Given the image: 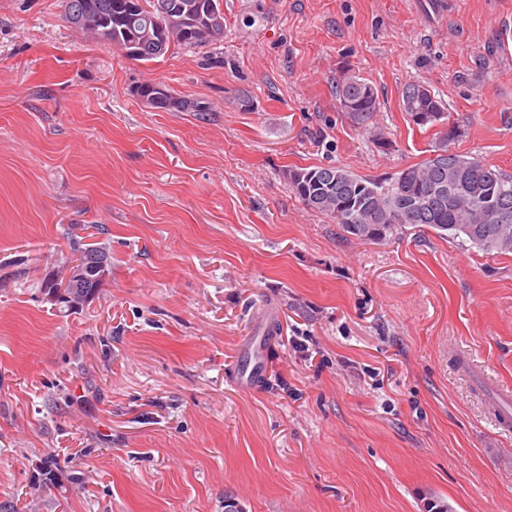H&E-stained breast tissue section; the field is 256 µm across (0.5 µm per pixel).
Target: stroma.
Segmentation results:
<instances>
[{"mask_svg":"<svg viewBox=\"0 0 512 512\" xmlns=\"http://www.w3.org/2000/svg\"><path fill=\"white\" fill-rule=\"evenodd\" d=\"M222 0L224 40L132 59L62 0H0V503L18 512H512V253L427 227L364 241L287 168L375 179L431 154L401 107L440 98L458 153L512 174V0ZM378 92L377 131L336 104ZM145 83L205 101L159 112ZM250 98L241 107L240 94ZM111 273L41 291L68 232ZM268 337L264 379L232 378ZM60 487L32 499L47 455ZM335 94L338 108L354 125L370 132L376 128L374 122L381 103L372 84L347 75L336 81ZM83 245L86 247H82ZM71 249L72 257L69 259L68 263H72L74 266L78 267H87L91 265L97 255L106 256L107 261L104 269L105 281L106 276L109 275L110 265L108 262V255L104 251L103 247L81 244V241H77L73 244ZM104 281L91 279V281L87 282V286H84V288H75L76 284L72 281H65L64 279L59 278L48 279L42 283L41 290L45 295L50 293L55 294L56 302L58 304H66L68 308H71L72 305H69L70 301H74V299L78 298H85L83 301H86L93 295L98 294ZM87 296L89 297L86 299Z\"/></svg>","mask_w":512,"mask_h":512,"instance_id":"35a3bbf8","label":"stroma"}]
</instances>
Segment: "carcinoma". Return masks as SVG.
<instances>
[{
	"instance_id": "cac0c4a2",
	"label": "carcinoma",
	"mask_w": 512,
	"mask_h": 512,
	"mask_svg": "<svg viewBox=\"0 0 512 512\" xmlns=\"http://www.w3.org/2000/svg\"><path fill=\"white\" fill-rule=\"evenodd\" d=\"M64 18H81L75 29L97 43L119 49L128 43H141L134 59L152 61L179 48L215 45L224 38V9L221 0H63ZM338 108L354 125L366 131L374 122L381 103L372 84L347 75L336 81ZM403 110L409 117L424 114L425 121H413L419 127L444 124L442 100L419 84L411 83L403 91ZM159 110L164 112H208L210 107L172 93ZM460 127L448 125L440 132L430 157L409 165L394 176L372 179L339 166L292 168L285 172L290 188L309 204V195L327 198L313 211L342 226L345 232L361 240H380L406 226L425 225L439 236L468 242L485 254L512 252V218L504 224L485 222L476 203L491 201L512 213V175L488 167L478 157L452 151V142L460 136ZM421 196H434L429 210L421 213L414 202ZM104 248L76 242L69 262L87 267ZM103 282L91 280L83 288L72 281L48 279L42 283L45 294H55L56 302L91 297L99 293ZM56 459L46 456L33 475V489L57 486Z\"/></svg>"
}]
</instances>
